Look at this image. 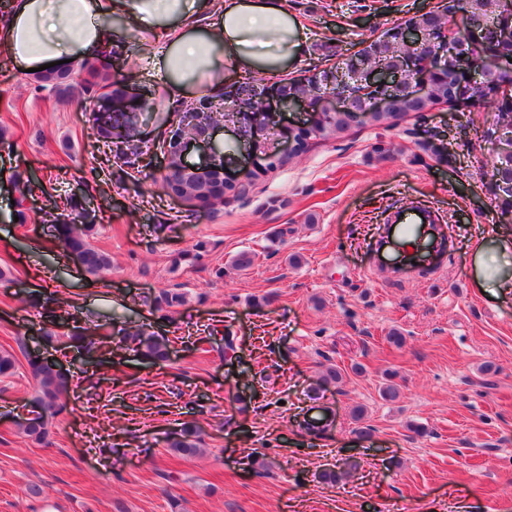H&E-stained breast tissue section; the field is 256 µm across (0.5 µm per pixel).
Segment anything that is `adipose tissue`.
<instances>
[{"mask_svg":"<svg viewBox=\"0 0 512 512\" xmlns=\"http://www.w3.org/2000/svg\"><path fill=\"white\" fill-rule=\"evenodd\" d=\"M214 12L208 26L194 20ZM124 26H117V19ZM162 36L150 60L171 96L210 92L225 70L276 76L305 49L304 28L286 0H8L0 47L21 69L120 45L128 29Z\"/></svg>","mask_w":512,"mask_h":512,"instance_id":"adipose-tissue-1","label":"adipose tissue"}]
</instances>
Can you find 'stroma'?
<instances>
[{"label": "stroma", "mask_w": 512, "mask_h": 512, "mask_svg": "<svg viewBox=\"0 0 512 512\" xmlns=\"http://www.w3.org/2000/svg\"><path fill=\"white\" fill-rule=\"evenodd\" d=\"M286 2L308 43L273 89L336 67L445 0ZM140 40L130 33L107 72L127 95L156 92L138 135L150 144L188 99L147 75ZM87 78L76 71L65 95L0 63V350L73 375L46 445L18 425L33 410L27 364L0 379V512H170L173 496L182 512H393L402 502L512 512V291L489 287L471 255L473 238L491 253L512 240L487 180L494 107L430 103L389 127L356 118L209 207L164 192L161 155L118 159L98 141ZM65 195L89 213V241L112 262L100 276L55 239ZM416 206L440 210L448 248L392 272L379 242L394 212ZM194 247L197 261L175 263ZM243 251L250 267L234 263ZM176 287L186 303L156 310L159 292ZM51 310L166 337L170 359L126 349L100 369L84 350L45 342ZM331 366L342 379L323 384ZM387 372L399 390L391 401L379 395ZM326 414L330 426L310 435L308 422ZM187 421L202 433L192 458L166 446ZM251 453L263 467L249 465ZM339 465L341 479L320 481ZM31 484L40 497L27 495Z\"/></svg>", "instance_id": "1"}]
</instances>
